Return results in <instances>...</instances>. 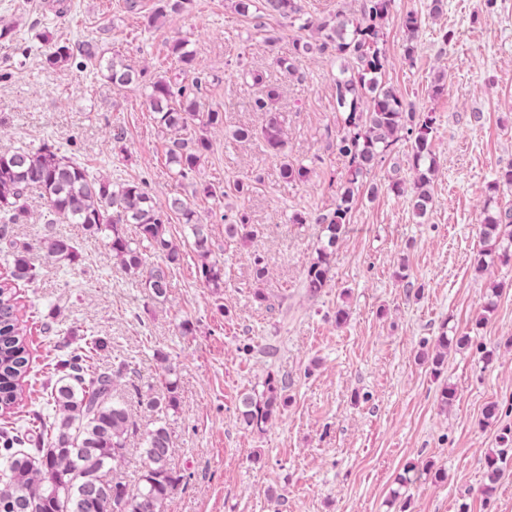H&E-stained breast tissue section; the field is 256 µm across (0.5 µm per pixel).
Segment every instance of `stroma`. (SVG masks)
Instances as JSON below:
<instances>
[{"mask_svg":"<svg viewBox=\"0 0 512 512\" xmlns=\"http://www.w3.org/2000/svg\"><path fill=\"white\" fill-rule=\"evenodd\" d=\"M430 0H395L386 22L385 79L417 111L432 113L430 135L438 170L433 207L416 217L406 197L388 190L391 176L412 182L411 144L400 141L373 176L376 195L360 191L350 230L336 247L333 279L308 295L306 269L321 245L317 224H292L294 212L332 210L347 161L336 148L342 111L336 78L346 60L313 53L294 72L279 61L295 39L315 40L280 17L237 14L234 0H188L154 26L146 18L158 0H0V152L43 144L115 182H144L157 205L182 196L212 228L224 260V286L213 291L192 260L172 271L168 297L158 302L113 258L101 237L78 224H48L47 201L30 192L28 223L12 227L28 249L38 277L18 282L28 325L30 374L25 399L5 422L23 424L42 409L56 364L86 339L103 341L100 371L125 364L114 384L140 429L166 423L173 470L183 481L166 512H512V468L483 495L485 457L512 431V261L478 271L484 244L478 226L512 206V189L487 186L512 167V0H445L430 16ZM422 19L413 61L403 57L400 17ZM183 39L195 55L180 71L170 54ZM89 43L94 59L74 56L60 70L47 68L48 42ZM293 57V56H292ZM140 72L139 82L113 86L108 61ZM262 73L253 84L248 72ZM445 88L435 92L438 76ZM166 78L194 86L201 111L217 110L223 124L193 125L183 138L207 135L212 147L191 178L171 177L165 165L167 134L146 103L150 82ZM269 111L254 101L268 88ZM279 113L288 158L312 169L305 183L280 177V159L253 139H233L239 127L260 130ZM122 141H115V134ZM259 176L250 194L237 180ZM214 184L220 196L194 191ZM247 212L256 235L224 242V225ZM72 238L80 260L62 265L48 257L49 235ZM268 276L255 285L254 257ZM503 284L492 311L484 306L493 283ZM262 288L267 300L254 297ZM350 317L337 325V306ZM190 332H183V324ZM470 336L450 348L440 375L419 359L441 332ZM492 361H484L486 351ZM178 378L179 406L147 407L162 395L164 365ZM288 380L289 404L264 432L240 423L242 393L267 376ZM455 399L438 405L442 387ZM497 411L484 423L489 404ZM433 463L444 480L421 474L406 486L397 479L409 465Z\"/></svg>","mask_w":512,"mask_h":512,"instance_id":"obj_1","label":"stroma"}]
</instances>
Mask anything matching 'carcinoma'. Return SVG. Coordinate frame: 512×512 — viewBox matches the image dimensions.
I'll return each mask as SVG.
<instances>
[{
    "label": "carcinoma",
    "instance_id": "carcinoma-1",
    "mask_svg": "<svg viewBox=\"0 0 512 512\" xmlns=\"http://www.w3.org/2000/svg\"><path fill=\"white\" fill-rule=\"evenodd\" d=\"M394 0H362L359 13L342 12L318 26L320 43L296 40L293 58L314 50L354 62L336 78V101L343 111L342 131L336 147L348 162L343 192L336 207L314 217L322 225L325 242L310 262L305 274V288L311 296L320 295L332 281L336 244L347 233L355 192L389 156L402 139L411 142V163L415 172L412 185L402 179L389 181L388 188L407 197L412 211L422 218L432 208L429 189L436 160L429 135L434 118L415 112L405 104L398 90L383 76L387 56L384 22L393 9ZM242 15H279L292 18L301 11L297 0H237ZM422 20L415 12L401 17L407 32L404 56L413 60L415 38ZM171 55L187 71L193 65V54L182 41L170 48ZM73 50L66 44H52L45 53V64L52 69L68 65ZM109 79L116 86L139 81V73L110 61ZM146 102L156 124L173 134L166 153V164L185 179L199 168L202 156L211 148L203 136L190 141L179 133L195 122L206 126L223 120L221 113L208 111L200 115L198 103L189 98L187 87L176 86L166 79L152 82ZM235 137L262 140L265 150L281 158L280 174L289 182L308 181L312 169L288 160L286 140L279 115L268 113L258 132L239 129ZM39 190L48 203L46 223L80 224L93 235L102 234L112 256L133 277L137 287L157 301H164L171 288V270L183 260L180 242L170 234L171 215L182 220L189 231L188 246L197 259L198 272L207 287L220 291L224 287V261L213 249L208 225L180 196L168 199L165 207L156 206L142 184L114 183L91 176L80 163L45 144L36 151L17 148L0 153V252L11 265L10 277L0 281V412L11 414L23 401L26 377L30 370L27 349V325L15 291L18 281L31 282L35 273L26 249L10 239L13 224L28 220L25 195ZM133 225L135 235L127 232ZM480 238L485 244L483 255L495 260H508L512 244V208L489 217L480 225ZM256 235L255 225L246 212L224 225V238L245 241ZM47 255L57 262L75 263L79 253L68 238H48ZM469 338L455 340L446 334L437 337L431 372L441 373L450 346L463 348ZM101 347L93 338L85 348L61 361L65 374L50 387L46 405L52 412H35L22 426L0 429V512H166L167 501L175 486L182 481L169 464L171 436L162 422L142 434L143 466L138 486L129 489L116 479L104 478L107 467L117 468L125 460L130 438L139 434V426L130 416L125 402L114 395L115 380L122 377L124 365L112 373L94 367L93 352ZM175 371L163 369L162 397H151L152 408L177 409ZM288 379L268 376L260 391L244 393L239 398L238 416L247 428L262 432L269 422L288 406ZM503 456H486L489 484L483 492L493 491V484L503 472Z\"/></svg>",
    "mask_w": 512,
    "mask_h": 512
}]
</instances>
